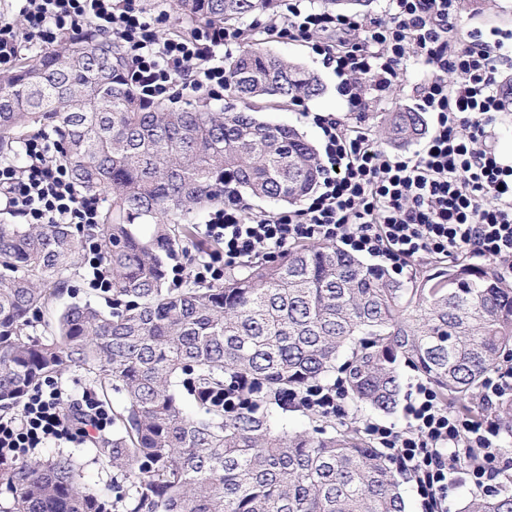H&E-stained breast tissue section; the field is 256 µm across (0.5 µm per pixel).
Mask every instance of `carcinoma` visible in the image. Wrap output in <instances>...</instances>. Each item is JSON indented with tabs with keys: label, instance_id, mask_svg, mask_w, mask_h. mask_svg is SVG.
Returning <instances> with one entry per match:
<instances>
[{
	"label": "carcinoma",
	"instance_id": "carcinoma-1",
	"mask_svg": "<svg viewBox=\"0 0 512 512\" xmlns=\"http://www.w3.org/2000/svg\"><path fill=\"white\" fill-rule=\"evenodd\" d=\"M277 0H176L186 29L238 23ZM234 107L145 101L123 47L95 30L61 51L0 71V157L47 131L75 185L105 194L99 223L0 224V411L74 366L124 391L112 437V500L56 455L0 466L9 512H407L399 480L361 427L312 434L288 423V396L346 377L357 414L391 413L400 368L471 410L486 373L512 356V283L493 265L456 261L404 283L336 245H296L217 286L167 287V265L194 237L191 217L236 197L290 205L318 185L317 148L264 122L253 102L313 99L320 78L253 42L225 65ZM399 145L426 132L420 112L389 114ZM152 226L144 236L138 227ZM111 272L112 311L71 303L30 333L63 295L87 241ZM249 403L184 406L181 386ZM458 512H512V496L470 498Z\"/></svg>",
	"mask_w": 512,
	"mask_h": 512
}]
</instances>
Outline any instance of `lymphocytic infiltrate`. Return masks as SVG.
Here are the masks:
<instances>
[{"label":"lymphocytic infiltrate","mask_w":512,"mask_h":512,"mask_svg":"<svg viewBox=\"0 0 512 512\" xmlns=\"http://www.w3.org/2000/svg\"><path fill=\"white\" fill-rule=\"evenodd\" d=\"M467 0H390L387 15L360 17L279 0L254 21L266 36L310 43L333 69L350 111L370 112L401 87L408 64L427 76L415 88L417 111L434 124L425 144L403 157L382 149L370 128L314 114L321 131V177L299 208L255 215L236 198L211 211L203 233L223 244V258L174 264L184 277L222 283L225 271L261 256L274 259L298 243L342 244L396 273L421 259L464 257L493 263L512 279V165L500 159L488 127L505 108L501 73L512 65V29L463 28ZM21 16L15 25L13 16ZM161 17L139 0H6L0 6V67L27 46L50 49L92 28L125 49L127 77L147 100L182 99L200 90L223 96L224 55L247 47L239 26L210 24L184 35L162 31ZM21 162L0 159V206L31 224H95L100 194L79 189L49 139L27 140ZM344 379L290 395L304 409L345 413ZM512 399V363L482 381L476 414L449 409L438 391L417 383L404 427L365 422L374 445L408 472L425 512H450L448 486L483 488L503 450L497 413ZM110 409L92 395L67 399L49 379L28 394L20 414L0 417V462L23 461L50 440L86 443L106 434Z\"/></svg>","instance_id":"1"}]
</instances>
